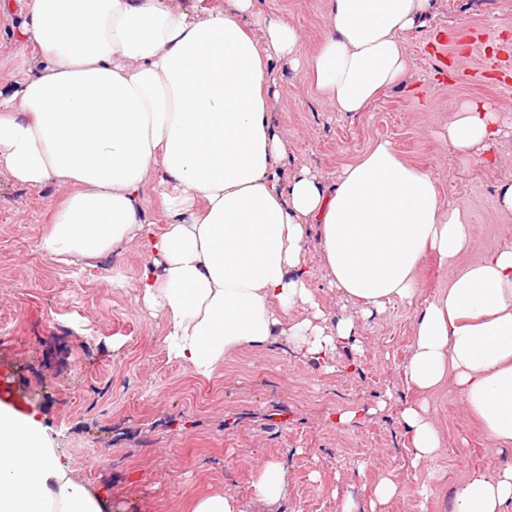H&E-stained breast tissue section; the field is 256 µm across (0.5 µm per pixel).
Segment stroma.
<instances>
[{"label":"stroma","mask_w":512,"mask_h":512,"mask_svg":"<svg viewBox=\"0 0 512 512\" xmlns=\"http://www.w3.org/2000/svg\"><path fill=\"white\" fill-rule=\"evenodd\" d=\"M299 27L307 47L325 31L326 0H261ZM480 29L475 49L440 68L434 38ZM411 79L384 90L363 112H336L304 72L274 62L275 131L288 141V168L306 167L333 186L342 167L379 139L430 172L444 203L457 206L469 240L454 267L427 257L420 292L359 317L331 369L298 358L286 338L234 351L214 377L195 376L162 347V317L136 299L148 263L130 248L101 259L64 262L39 244L65 191L32 189L0 172V376L14 380L53 447L75 476L107 492L112 512H189L197 496L231 490L244 512H265L254 497V465L279 462L288 493L274 512H338L350 498L371 512L368 487L391 474L399 496L383 512H450L455 489L474 469L499 463L494 445L453 385L429 399L442 437L433 459L413 464L400 413L415 393L404 380L414 324L426 300L454 272L512 243L500 183L512 180V0H441L423 27L404 36ZM484 100L501 113L494 159H462L437 136L453 100ZM316 299L330 314L357 308L325 276L319 237L304 252ZM343 411L356 412L336 427ZM87 448L106 454L84 461Z\"/></svg>","instance_id":"35a3bbf8"}]
</instances>
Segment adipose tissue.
<instances>
[{
	"label": "adipose tissue",
	"instance_id": "adipose-tissue-1",
	"mask_svg": "<svg viewBox=\"0 0 512 512\" xmlns=\"http://www.w3.org/2000/svg\"><path fill=\"white\" fill-rule=\"evenodd\" d=\"M437 0H328L326 34L305 51L298 30L257 0L213 10L176 0H0L30 68L0 94V170L32 188H67L41 248L98 258L134 242L150 261L142 304L167 325L171 359L211 378L225 357L288 338L302 360L326 364L356 332L351 316L316 309L303 265L318 225L328 285L362 314L419 292L426 255L453 265L469 239L433 176L379 140L334 187L301 168L283 175L288 142L272 129L278 92L269 64L309 73L334 111L362 112L409 71L404 36ZM497 112L454 105L439 138L464 158L495 150ZM152 183L167 222L147 219ZM313 308L312 317L295 318ZM418 401L401 421L414 463L441 446L427 396L453 384L498 445H512V244L472 263L426 302L404 365ZM257 501L287 495L280 463L255 470ZM75 478L33 413L0 403V512H111ZM451 512H512V463L477 469Z\"/></svg>",
	"mask_w": 512,
	"mask_h": 512
}]
</instances>
